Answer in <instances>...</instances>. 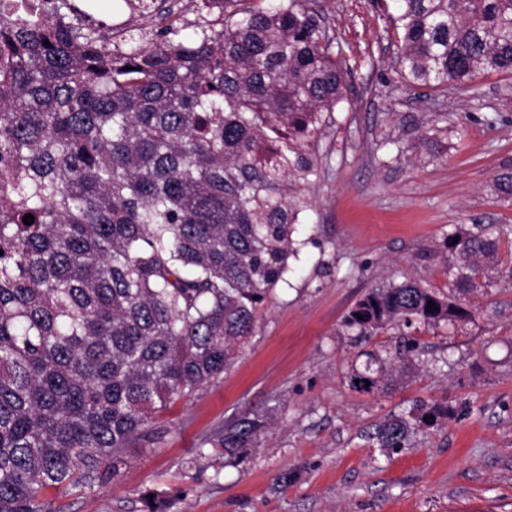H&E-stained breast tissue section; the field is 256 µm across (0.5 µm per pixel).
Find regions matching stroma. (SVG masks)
<instances>
[{"mask_svg":"<svg viewBox=\"0 0 512 512\" xmlns=\"http://www.w3.org/2000/svg\"><path fill=\"white\" fill-rule=\"evenodd\" d=\"M353 76L319 146L296 226L298 254L223 374L152 421L117 480L50 490L53 512H512V280L460 296L471 321L362 338L348 310L369 289L415 281L447 292L454 227L512 225L492 179L512 167V78L493 71L423 96L394 63L397 39L370 0H320ZM416 339L423 354L378 390L349 388L370 355ZM446 417L425 425L431 405ZM260 416L241 448L227 428ZM393 416L418 424L405 448L369 440Z\"/></svg>","mask_w":512,"mask_h":512,"instance_id":"35a3bbf8","label":"stroma"}]
</instances>
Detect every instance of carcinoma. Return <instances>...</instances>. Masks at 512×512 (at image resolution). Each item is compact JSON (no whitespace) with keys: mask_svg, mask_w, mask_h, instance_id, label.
<instances>
[{"mask_svg":"<svg viewBox=\"0 0 512 512\" xmlns=\"http://www.w3.org/2000/svg\"><path fill=\"white\" fill-rule=\"evenodd\" d=\"M44 2L0 13V512H52L47 490L119 478L151 419L224 372L297 253L348 85L309 0H200L215 23L131 28L123 48L73 21L72 0ZM373 3L409 86L440 96L483 70L512 76V0ZM493 192L512 200V169ZM475 228L445 238L460 293L512 236ZM470 316L406 281L370 289L344 322L372 335ZM420 354L407 338L386 360ZM377 373L368 363L349 387L371 392ZM258 427L243 420L224 445ZM411 432L395 416L369 438L395 451Z\"/></svg>","mask_w":512,"mask_h":512,"instance_id":"carcinoma-1","label":"carcinoma"}]
</instances>
